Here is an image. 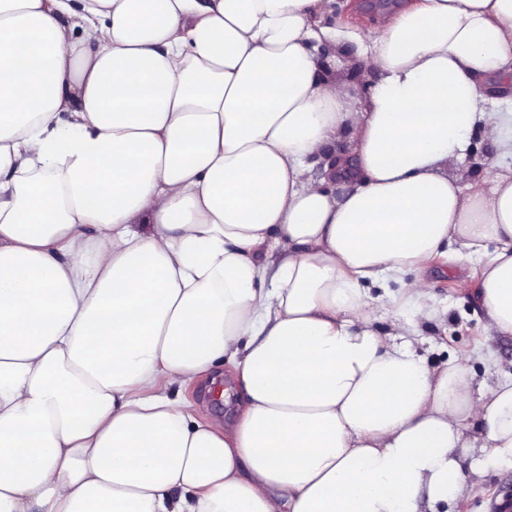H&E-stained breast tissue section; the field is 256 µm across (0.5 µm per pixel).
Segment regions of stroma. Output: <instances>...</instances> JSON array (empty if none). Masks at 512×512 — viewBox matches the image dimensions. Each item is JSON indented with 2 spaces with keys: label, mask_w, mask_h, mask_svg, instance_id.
<instances>
[{
  "label": "stroma",
  "mask_w": 512,
  "mask_h": 512,
  "mask_svg": "<svg viewBox=\"0 0 512 512\" xmlns=\"http://www.w3.org/2000/svg\"><path fill=\"white\" fill-rule=\"evenodd\" d=\"M482 259L463 261L435 259L426 271L429 292L440 312L437 320L425 324L423 332L431 341L429 360L464 363L476 381L490 377L512 378V335L487 330L486 316L478 298ZM512 492V469L481 477L464 500L452 504V512H495L494 502Z\"/></svg>",
  "instance_id": "1"
}]
</instances>
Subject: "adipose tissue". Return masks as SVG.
I'll return each instance as SVG.
<instances>
[{"label": "adipose tissue", "instance_id": "1", "mask_svg": "<svg viewBox=\"0 0 512 512\" xmlns=\"http://www.w3.org/2000/svg\"><path fill=\"white\" fill-rule=\"evenodd\" d=\"M330 2L0 0V512H449L512 467V380L430 366L421 277L370 294L480 257L512 335V0ZM365 0H335L333 4V10L330 14H327L323 19V24L326 25H335L336 28L343 27L345 25H349L351 28H354L361 33L368 35L373 33L374 30L378 26V22L375 20L368 18L367 13H373L377 6L370 8L367 7L364 14L353 13L348 10H345V6L351 2H364ZM343 5V6H341ZM338 9H337V7ZM352 18V19H351ZM356 18V19H355ZM359 18V19H358ZM214 388L210 379H201L192 383L183 389V395L199 403V410L205 417H220L224 420L225 415H232L235 412V402L231 400L229 404L224 403V400L218 399L220 390L216 387L214 394L209 392V389ZM201 396H203L204 405L201 403Z\"/></svg>", "mask_w": 512, "mask_h": 512}]
</instances>
